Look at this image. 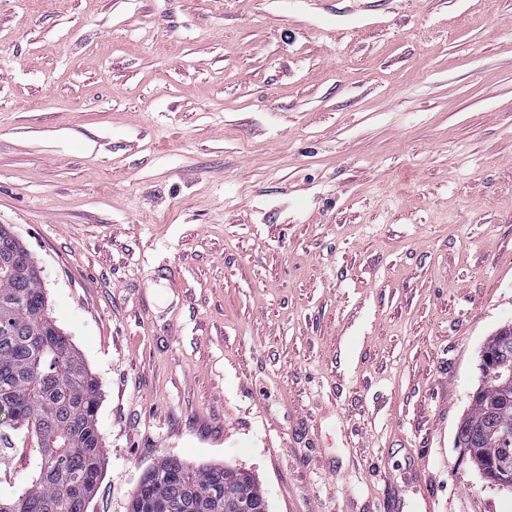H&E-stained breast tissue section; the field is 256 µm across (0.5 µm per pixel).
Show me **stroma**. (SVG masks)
<instances>
[{"label": "stroma", "instance_id": "stroma-1", "mask_svg": "<svg viewBox=\"0 0 512 512\" xmlns=\"http://www.w3.org/2000/svg\"><path fill=\"white\" fill-rule=\"evenodd\" d=\"M159 457L269 512H512L456 442L512 323V0H0V225Z\"/></svg>", "mask_w": 512, "mask_h": 512}]
</instances>
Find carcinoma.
Returning a JSON list of instances; mask_svg holds the SVG:
<instances>
[{
  "instance_id": "obj_1",
  "label": "carcinoma",
  "mask_w": 512,
  "mask_h": 512,
  "mask_svg": "<svg viewBox=\"0 0 512 512\" xmlns=\"http://www.w3.org/2000/svg\"><path fill=\"white\" fill-rule=\"evenodd\" d=\"M485 348L505 352L500 364L512 374V335L497 333ZM499 383L483 384L458 431L459 446L470 455L492 458L501 448L497 432L512 436V406L490 411ZM99 401L96 380L46 311L34 257L0 225V445L10 448L11 436L27 433L38 454L31 481L20 494L0 497V512H87L104 456ZM231 471L161 457L130 512H151L162 502L174 512H224L226 491L251 496L257 512H265V492L250 473L239 471L240 479L224 487Z\"/></svg>"
}]
</instances>
